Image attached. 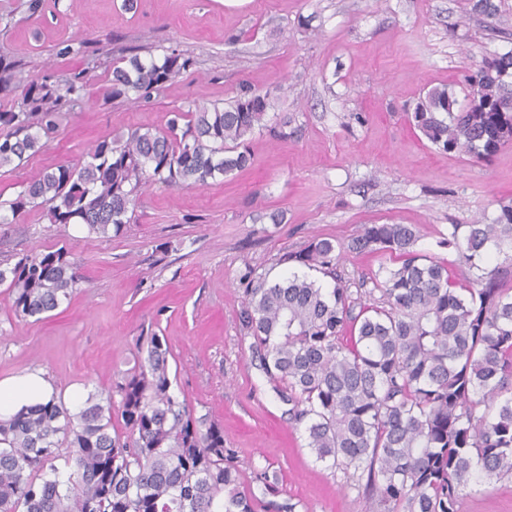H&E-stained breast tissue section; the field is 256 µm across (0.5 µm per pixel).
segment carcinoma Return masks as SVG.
Masks as SVG:
<instances>
[{"label": "carcinoma", "instance_id": "carcinoma-1", "mask_svg": "<svg viewBox=\"0 0 512 512\" xmlns=\"http://www.w3.org/2000/svg\"><path fill=\"white\" fill-rule=\"evenodd\" d=\"M474 9L501 17L494 0ZM62 41L56 56L83 53ZM177 49L162 57L113 59L102 103H147L187 71ZM24 63L0 54V169L49 146L87 95L82 73L20 79ZM465 102L429 89L411 114L415 129L446 153L482 161L512 144V51L467 76ZM275 99L244 87L222 104L193 101L167 127L142 125L97 140L75 162L45 169L0 194V223L40 211L51 224L91 235L123 234L147 188L204 186L253 162L248 140L291 137L293 118L269 116ZM413 224H370L348 243L314 238L283 261L304 273L245 289L242 328L254 338L269 380L288 389L306 447L331 468L367 473L368 512H460L464 491L512 479V287L495 256L512 264V203L492 223L452 224L439 246L457 253L471 281L419 253ZM393 262L351 291L345 252ZM81 276L65 245L0 262L9 311L42 319L71 300ZM137 361L121 380L70 407L60 396L0 419V512H254L263 479L244 487L224 428L195 416L170 376L173 356L156 333L137 339ZM120 418L124 434L115 428Z\"/></svg>", "mask_w": 512, "mask_h": 512}]
</instances>
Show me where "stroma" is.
I'll list each match as a JSON object with an SVG mask.
<instances>
[{
    "instance_id": "obj_1",
    "label": "stroma",
    "mask_w": 512,
    "mask_h": 512,
    "mask_svg": "<svg viewBox=\"0 0 512 512\" xmlns=\"http://www.w3.org/2000/svg\"><path fill=\"white\" fill-rule=\"evenodd\" d=\"M490 26L472 0H0V49L24 60L23 78L82 73L91 96L113 58L137 49L193 58L182 78L150 102L80 104L48 149L21 169L0 170V193L79 156L91 143L140 125L165 128L189 102H224L247 85L282 86L276 103L294 135L255 136L253 164L203 188L151 185L122 237L87 234L32 212L0 224V260L70 245L82 282L68 304L39 322H16L0 293V379L43 370L58 392L93 391L134 365L137 337L166 336L178 387L195 415L224 427L245 485L275 481L271 503L296 512H367L365 477L316 461L291 406L280 398L241 325L248 276L293 272L284 254L313 238L349 241L367 224H413L418 248L469 278L439 247L452 224L489 222L512 199V145L476 163L421 139L408 108L425 89L463 98L465 77L512 50V0ZM86 39L84 54L56 56ZM461 512H512V480L468 489Z\"/></svg>"
}]
</instances>
